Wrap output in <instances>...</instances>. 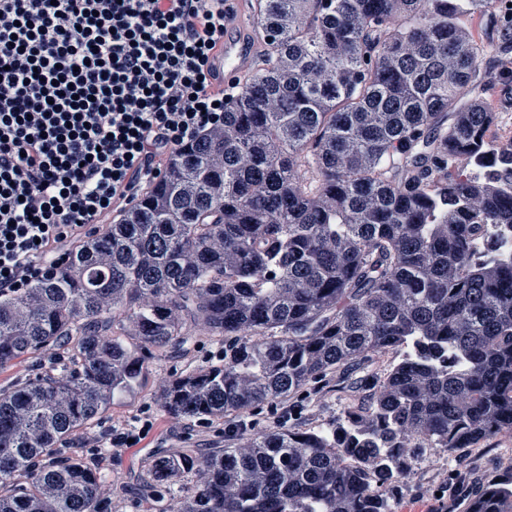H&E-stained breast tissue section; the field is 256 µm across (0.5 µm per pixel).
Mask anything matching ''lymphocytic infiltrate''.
<instances>
[{"mask_svg": "<svg viewBox=\"0 0 512 512\" xmlns=\"http://www.w3.org/2000/svg\"><path fill=\"white\" fill-rule=\"evenodd\" d=\"M229 0H0V293L50 277L224 129Z\"/></svg>", "mask_w": 512, "mask_h": 512, "instance_id": "lymphocytic-infiltrate-1", "label": "lymphocytic infiltrate"}]
</instances>
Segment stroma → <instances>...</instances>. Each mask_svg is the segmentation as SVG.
Instances as JSON below:
<instances>
[{
  "label": "stroma",
  "mask_w": 512,
  "mask_h": 512,
  "mask_svg": "<svg viewBox=\"0 0 512 512\" xmlns=\"http://www.w3.org/2000/svg\"><path fill=\"white\" fill-rule=\"evenodd\" d=\"M462 22L477 34L484 53L480 69L484 74L483 92L492 100L497 112L512 114V85L500 75L502 26L497 5H487L480 14H463ZM181 363L172 358L148 362L146 380L134 394L115 400L108 413V424L121 423L145 428L143 439L131 448L113 449L100 457L111 479L108 512H145L144 502L136 491V483L149 457L160 448H220L224 445V428L205 421L186 423L164 412L155 402L159 382L179 371Z\"/></svg>",
  "instance_id": "stroma-1"
}]
</instances>
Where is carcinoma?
I'll return each instance as SVG.
<instances>
[{"instance_id": "cac0c4a2", "label": "carcinoma", "mask_w": 512, "mask_h": 512, "mask_svg": "<svg viewBox=\"0 0 512 512\" xmlns=\"http://www.w3.org/2000/svg\"><path fill=\"white\" fill-rule=\"evenodd\" d=\"M485 4L253 0L255 62L224 132L182 148L135 220L0 295V368L36 358L0 388V512H105L73 439L139 388L144 352L185 355L199 333L224 354L158 389L172 417L345 407L326 436L273 423L154 456L157 512H390L420 449L474 456L512 434V254H496L512 142L493 146L483 50L459 21ZM407 342L412 358L367 370ZM468 512H512V465L482 475Z\"/></svg>"}]
</instances>
